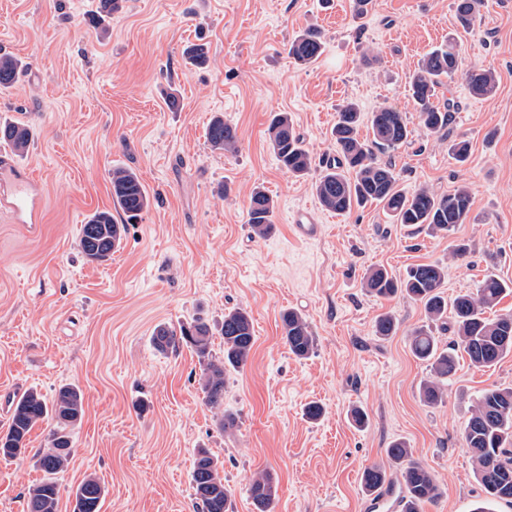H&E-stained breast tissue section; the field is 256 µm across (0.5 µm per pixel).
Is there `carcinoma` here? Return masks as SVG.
I'll return each instance as SVG.
<instances>
[{"instance_id":"obj_1","label":"carcinoma","mask_w":512,"mask_h":512,"mask_svg":"<svg viewBox=\"0 0 512 512\" xmlns=\"http://www.w3.org/2000/svg\"><path fill=\"white\" fill-rule=\"evenodd\" d=\"M122 3L123 0H98L92 22L99 38L109 35V20L122 8ZM476 4L477 0H454L456 21L462 29L471 27ZM323 53L324 42L314 28L288 41V55L300 65L315 63ZM185 57L190 65L201 66L207 61V46L192 44L186 48ZM25 70L26 65L19 59L0 54V88L13 86ZM457 71V43L450 38L448 44L426 53L410 77L408 92L425 130L436 133L450 124L454 105L441 108L434 99L443 79ZM464 79L475 97H489L497 89V77L490 68L475 67L464 74ZM364 124L372 133L369 140L359 134ZM411 135L403 113L391 107L366 113L356 102H345L332 128L336 155L323 163L312 183L321 205L346 215L376 204L395 224L416 228L426 225L435 233L449 234L458 225L469 223L473 197L468 185L461 184L443 195L427 187L408 193L400 188L394 166L379 158L408 143ZM267 136L280 166L289 174L303 178L315 169V161L288 113H271ZM31 140L32 131L27 124L15 120L0 122V142L23 152ZM207 142L213 150L232 155L238 151L237 129L225 122L224 116L216 115L208 125ZM111 185L112 202L127 217L136 218L149 208L147 190L132 169H112ZM274 208V200L263 188L253 190L247 215L255 236L264 238L270 234ZM123 233L124 225L114 222L111 211H96L81 225V252L88 261L103 263L120 246ZM446 275L443 264L431 262L411 267L399 280L383 268L370 269L364 278L369 293L381 298L404 294L422 304L430 323L449 326L453 339L446 348L440 346L430 327L418 328L409 336L411 354L430 370V377L420 389L422 401L430 407L444 400L448 380L456 371L457 352H464L473 365L483 368H491L512 354V312L487 316L488 310L507 292H512V282L488 274L475 291L459 294L450 301L441 292ZM397 329V319L391 314H381L375 321L379 336H392ZM281 331L285 345L295 357L304 359L313 353L315 336L299 312L289 309L281 314ZM220 335L224 343L221 357L212 354L211 327L201 317L177 328L160 325L152 336L155 349L162 353L175 352L184 344L193 349L202 365L200 387L212 408L224 405L227 373L243 368L251 358L254 346L251 315L240 307L225 311ZM82 416L83 392L72 384L61 386L50 401L38 391L29 390L13 403L8 429L0 435V458H13L21 453L38 423L53 424L49 446L38 459L43 477L29 489L27 512H57L60 496L57 475L71 459V431ZM462 441L473 458L475 477L486 500L512 502V387L485 390L473 399ZM385 454L395 469L379 465L365 468L361 477L364 489L376 491L400 482L404 485L400 500L402 512H421L438 495L434 475L412 459V449L402 440L392 442ZM191 482L201 512H233L232 491L224 484L223 467L205 448L197 451ZM104 493L96 478L84 479L74 492L73 512H100ZM249 497L256 512H270L277 497V483L271 473L259 472L253 477Z\"/></svg>"}]
</instances>
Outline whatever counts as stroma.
Returning a JSON list of instances; mask_svg holds the SVG:
<instances>
[{"instance_id": "1", "label": "stroma", "mask_w": 512, "mask_h": 512, "mask_svg": "<svg viewBox=\"0 0 512 512\" xmlns=\"http://www.w3.org/2000/svg\"><path fill=\"white\" fill-rule=\"evenodd\" d=\"M453 3L370 0L359 18L354 0H124L101 40L89 22L96 0H0V53L28 65L0 90V118L33 127L20 160L43 195L38 234L0 211V433L24 392L82 389L58 512H72L89 476L105 488L100 512H198L191 472L200 448L223 465L235 512H254L248 488L262 470L278 483L273 512H368L361 474L386 465L396 440L440 485L423 512H472L483 499L462 432L476 395L512 387V356L491 368L460 357L443 404L427 406L420 385L429 370L408 344L427 322L422 306L376 298L363 285L368 268L400 277L435 261L448 271L442 291L451 298L488 273L512 281V0H480L467 32ZM310 26L325 51L301 66L287 43ZM451 34L460 72L435 102L455 110L448 128L431 134L407 85L421 57ZM198 41L209 46L201 68L183 57ZM476 66L495 71L492 97L470 94L462 74ZM169 90L178 110L165 102ZM348 100L366 112H403L412 141L385 156L401 188L446 194L468 184L471 223L435 235L392 223L374 205L344 216L322 210L311 179L279 165L269 115L289 113L320 161L336 153L331 130ZM217 114L238 129L236 154L207 143ZM459 137L471 145L463 164L448 152ZM116 167L133 169L150 196L136 220L113 209ZM258 185L275 203V229L264 238L247 215ZM298 208L319 212L321 237H293L289 215ZM98 209L125 227L102 265L87 262L79 245ZM460 244L467 253L457 258ZM232 307L250 312L255 346L226 377L224 407L238 425L225 431L204 399L193 350L164 355L151 337L157 326L198 316L219 323ZM289 308L316 338L309 358H295L281 339ZM387 311L399 329L375 335ZM312 401L324 409L315 422L304 414ZM354 405L368 413L364 427L347 417ZM50 429L39 424L25 453L0 458V512H24Z\"/></svg>"}]
</instances>
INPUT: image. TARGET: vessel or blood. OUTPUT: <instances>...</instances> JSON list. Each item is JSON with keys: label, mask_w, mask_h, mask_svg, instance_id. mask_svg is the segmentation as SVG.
<instances>
[{"label": "vessel or blood", "mask_w": 512, "mask_h": 512, "mask_svg": "<svg viewBox=\"0 0 512 512\" xmlns=\"http://www.w3.org/2000/svg\"><path fill=\"white\" fill-rule=\"evenodd\" d=\"M42 207L39 183L32 172L0 150V209L9 211L15 223L36 225L41 221ZM293 228L306 240L317 238L321 231L315 214L307 209L294 212Z\"/></svg>", "instance_id": "obj_1"}]
</instances>
